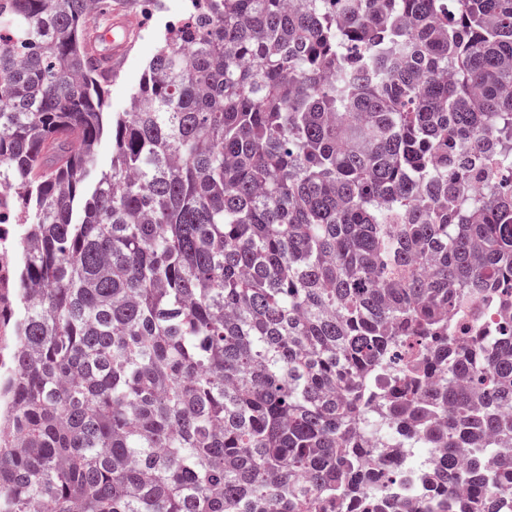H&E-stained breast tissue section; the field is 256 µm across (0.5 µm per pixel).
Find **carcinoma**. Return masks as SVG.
Instances as JSON below:
<instances>
[{"instance_id": "obj_1", "label": "carcinoma", "mask_w": 512, "mask_h": 512, "mask_svg": "<svg viewBox=\"0 0 512 512\" xmlns=\"http://www.w3.org/2000/svg\"><path fill=\"white\" fill-rule=\"evenodd\" d=\"M110 9L0 0V512H502L512 0H188L112 115ZM385 467H393L396 470V477L385 491L387 499L391 501H424L432 491H435L425 484L420 470L408 465L405 459L386 460Z\"/></svg>"}]
</instances>
